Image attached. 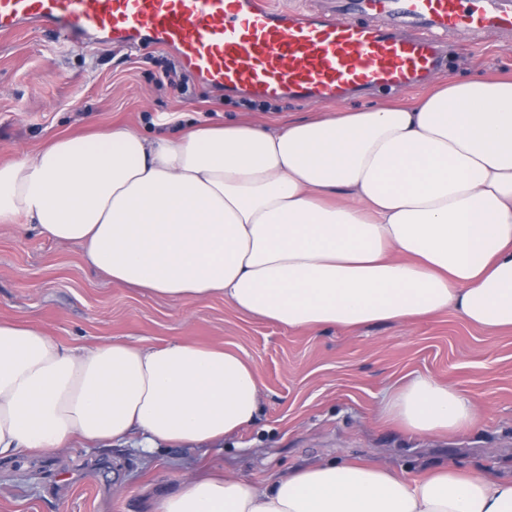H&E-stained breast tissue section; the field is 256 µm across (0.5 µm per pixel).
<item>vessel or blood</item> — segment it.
<instances>
[{"instance_id": "obj_1", "label": "vessel or blood", "mask_w": 512, "mask_h": 512, "mask_svg": "<svg viewBox=\"0 0 512 512\" xmlns=\"http://www.w3.org/2000/svg\"><path fill=\"white\" fill-rule=\"evenodd\" d=\"M51 26L59 42L173 51L200 83L254 99L337 103L363 87L417 88L450 33L512 39V0H0V33Z\"/></svg>"}]
</instances>
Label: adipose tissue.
I'll use <instances>...</instances> for the list:
<instances>
[{
	"label": "adipose tissue",
	"mask_w": 512,
	"mask_h": 512,
	"mask_svg": "<svg viewBox=\"0 0 512 512\" xmlns=\"http://www.w3.org/2000/svg\"><path fill=\"white\" fill-rule=\"evenodd\" d=\"M84 247L112 281L157 296L224 294L290 330L356 329L451 310L512 330V78L441 82L361 111L188 128L122 125L0 164V223ZM262 388L238 353L176 341L76 351L0 323V458L140 434L204 446L253 426ZM475 401L416 376L378 418L414 436L476 423ZM153 512H512V477L439 464L422 477L328 461L263 487L210 469Z\"/></svg>",
	"instance_id": "adipose-tissue-1"
}]
</instances>
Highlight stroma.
I'll return each mask as SVG.
<instances>
[{
    "instance_id": "stroma-1",
    "label": "stroma",
    "mask_w": 512,
    "mask_h": 512,
    "mask_svg": "<svg viewBox=\"0 0 512 512\" xmlns=\"http://www.w3.org/2000/svg\"><path fill=\"white\" fill-rule=\"evenodd\" d=\"M172 60L161 49L67 50L48 29L31 25L0 34V162L117 124L172 135L186 115L198 124L275 129L316 110L286 101L251 108L193 79L169 81ZM490 75H512V42L490 32L472 42L449 35L440 80ZM0 321L41 328L67 349L112 340L221 347L255 366L263 390L257 423L203 450L163 445L145 456L131 438L0 460V512H151L164 486L202 464L255 484L333 459L415 477L443 462L512 476V330L487 333L450 310L354 330L292 331L219 294L176 299L112 282L88 266L81 246L0 223ZM417 374L474 399L481 408L475 427L416 437L379 422L385 392Z\"/></svg>"
}]
</instances>
